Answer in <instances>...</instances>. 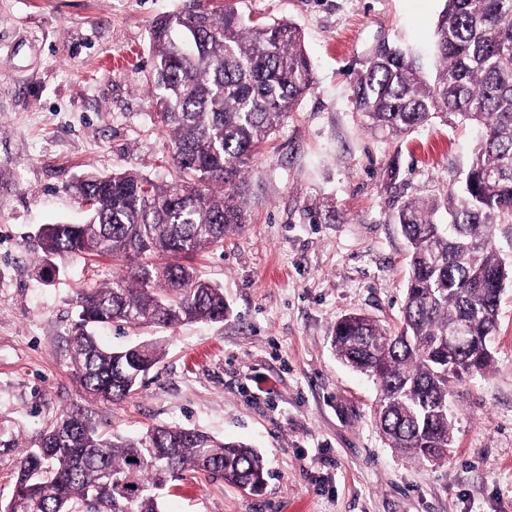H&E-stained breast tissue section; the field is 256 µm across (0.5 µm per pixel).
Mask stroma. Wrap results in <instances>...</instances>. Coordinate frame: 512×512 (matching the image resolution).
<instances>
[{
  "instance_id": "1",
  "label": "stroma",
  "mask_w": 512,
  "mask_h": 512,
  "mask_svg": "<svg viewBox=\"0 0 512 512\" xmlns=\"http://www.w3.org/2000/svg\"><path fill=\"white\" fill-rule=\"evenodd\" d=\"M182 0H0V421L25 445L82 398L69 338L80 291L111 282L107 258L52 280L34 264L38 231L85 213L69 186L135 169L171 178L153 116L154 20ZM258 23L301 30L314 88L248 165L247 221L197 256L230 316L172 329L100 327L115 347L156 341L161 361L136 393L95 405L102 429L156 425L251 444L269 475L250 492L216 475L179 482L165 512H512V282L501 295L492 363L452 387L454 447L443 465L391 448L373 417L376 384L336 356L337 321L400 325L408 246L392 221L467 167L476 129L435 124L372 134L352 86L382 44L401 42L432 76L445 0H234ZM393 190H385L389 166Z\"/></svg>"
}]
</instances>
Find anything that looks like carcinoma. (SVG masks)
<instances>
[{"instance_id": "obj_1", "label": "carcinoma", "mask_w": 512, "mask_h": 512, "mask_svg": "<svg viewBox=\"0 0 512 512\" xmlns=\"http://www.w3.org/2000/svg\"><path fill=\"white\" fill-rule=\"evenodd\" d=\"M436 34L433 77L391 46L354 82V107L368 128L395 136L453 121L477 128L479 141L462 181L439 198H410L394 215L409 244L400 329L350 315L333 331L341 360L378 384L375 420L391 447L419 461L452 445L451 385L491 364L488 341L509 277L492 237L495 225L512 222V0H447ZM150 35V95L176 179L136 170L84 177L71 192L88 222L48 225L38 243L46 274L72 259L122 262L112 282L78 297L70 364L81 397L95 403L131 397L163 357L156 342L106 348L96 326L169 328L229 315L222 288L192 260L224 247L246 222L245 167L314 85L293 23L248 25L221 0H184ZM462 322L469 342L451 355L446 336ZM0 448L21 449L12 496L0 504L16 502L14 512H164L163 498L185 473L257 491L268 474L243 442L177 426L105 433L77 404L38 444L21 447L12 430Z\"/></svg>"}]
</instances>
